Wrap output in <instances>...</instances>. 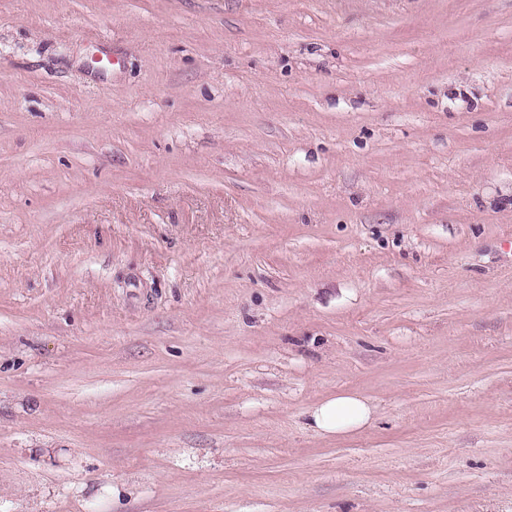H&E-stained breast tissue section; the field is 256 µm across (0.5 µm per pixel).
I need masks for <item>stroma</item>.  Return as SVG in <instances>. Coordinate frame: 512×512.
<instances>
[{
	"label": "stroma",
	"mask_w": 512,
	"mask_h": 512,
	"mask_svg": "<svg viewBox=\"0 0 512 512\" xmlns=\"http://www.w3.org/2000/svg\"><path fill=\"white\" fill-rule=\"evenodd\" d=\"M0 512H512V0H0ZM374 408L361 394L341 391L330 395L305 412L307 427L325 438L352 435L368 427Z\"/></svg>",
	"instance_id": "1"
}]
</instances>
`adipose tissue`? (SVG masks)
<instances>
[{
    "label": "adipose tissue",
    "mask_w": 512,
    "mask_h": 512,
    "mask_svg": "<svg viewBox=\"0 0 512 512\" xmlns=\"http://www.w3.org/2000/svg\"><path fill=\"white\" fill-rule=\"evenodd\" d=\"M305 418L308 428L317 435L343 437L368 427L374 418V408L361 394L341 391L312 405Z\"/></svg>",
    "instance_id": "obj_1"
}]
</instances>
